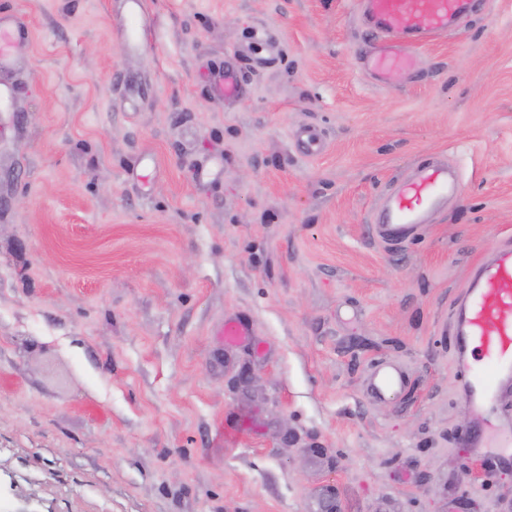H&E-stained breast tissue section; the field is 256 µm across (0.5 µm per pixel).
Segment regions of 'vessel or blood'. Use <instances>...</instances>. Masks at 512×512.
Masks as SVG:
<instances>
[{
	"mask_svg": "<svg viewBox=\"0 0 512 512\" xmlns=\"http://www.w3.org/2000/svg\"><path fill=\"white\" fill-rule=\"evenodd\" d=\"M477 0H361L368 31L361 50L375 81L398 83L416 67L413 54L396 48L392 40L414 37L416 43L447 33L471 16ZM122 35L130 47L142 44L141 0H123ZM26 27L0 16V69L12 62L11 48L28 40ZM217 94L242 96L237 75L230 70L213 80ZM457 188V175L438 161L417 169L400 182L379 204L372 216L377 238L402 245L424 224L429 214L446 205ZM453 339L457 369L464 380V401L474 414L462 437L465 446L478 449L487 467L512 458V429L503 427L498 414L500 393L512 387V244L504 243L489 262L472 272V283L454 312ZM401 368L375 365L368 383L371 396L397 393L406 387Z\"/></svg>",
	"mask_w": 512,
	"mask_h": 512,
	"instance_id": "1",
	"label": "vessel or blood"
}]
</instances>
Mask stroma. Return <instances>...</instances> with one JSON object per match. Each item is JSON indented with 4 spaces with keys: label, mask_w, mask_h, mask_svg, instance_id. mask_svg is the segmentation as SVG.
Segmentation results:
<instances>
[{
    "label": "stroma",
    "mask_w": 512,
    "mask_h": 512,
    "mask_svg": "<svg viewBox=\"0 0 512 512\" xmlns=\"http://www.w3.org/2000/svg\"><path fill=\"white\" fill-rule=\"evenodd\" d=\"M143 10L135 51L119 0H0L31 30L0 102V512H512V462L462 468L449 338L512 242V0L398 87L358 0ZM436 156L456 196L385 247L373 211ZM381 361L403 392L368 395ZM213 88L218 95H223L224 100L238 98L244 91L237 75L225 69L224 73H218L213 80Z\"/></svg>",
    "instance_id": "1"
}]
</instances>
